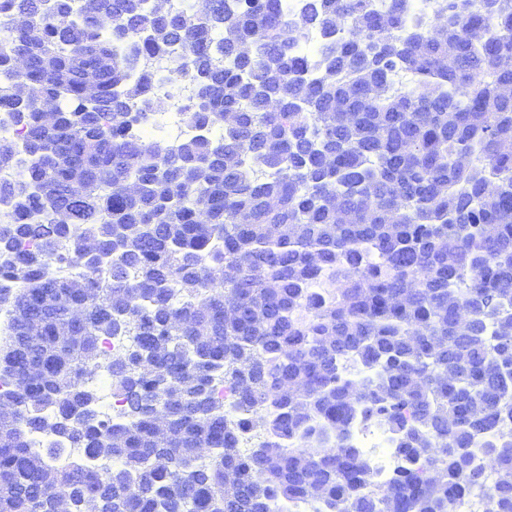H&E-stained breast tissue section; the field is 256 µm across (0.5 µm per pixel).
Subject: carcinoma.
Listing matches in <instances>:
<instances>
[{
  "label": "carcinoma",
  "mask_w": 512,
  "mask_h": 512,
  "mask_svg": "<svg viewBox=\"0 0 512 512\" xmlns=\"http://www.w3.org/2000/svg\"><path fill=\"white\" fill-rule=\"evenodd\" d=\"M168 2L0 0V512H512V0ZM163 60L176 144L140 134ZM439 0H409L412 4L411 10L405 15L407 27H413L420 21L428 20L436 10ZM351 439L371 459L379 482L385 483L400 467L401 461L391 449L392 437L383 427L357 423L352 428Z\"/></svg>",
  "instance_id": "cac0c4a2"
}]
</instances>
